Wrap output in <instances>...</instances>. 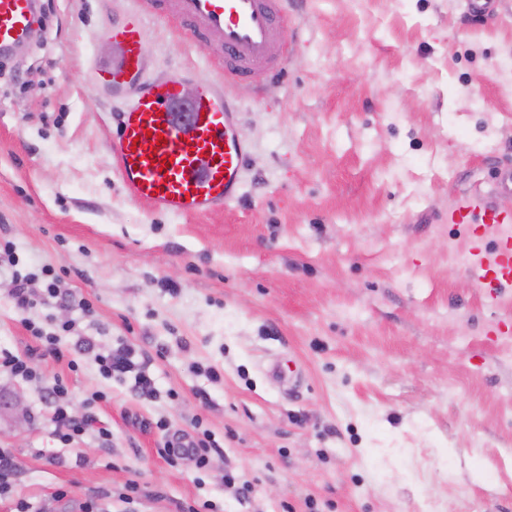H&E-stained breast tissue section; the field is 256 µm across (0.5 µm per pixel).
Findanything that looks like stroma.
I'll use <instances>...</instances> for the list:
<instances>
[{"label": "stroma", "mask_w": 512, "mask_h": 512, "mask_svg": "<svg viewBox=\"0 0 512 512\" xmlns=\"http://www.w3.org/2000/svg\"><path fill=\"white\" fill-rule=\"evenodd\" d=\"M42 2L41 37L0 63V352L38 348L25 319L75 327L36 379L0 375L17 464L0 512H512V290L486 299L448 222L512 174V0L487 18L467 0H289L285 70L224 86L250 147L240 194L187 217L126 196L122 103L89 75L114 56L101 24L135 0ZM223 53L155 19L140 63L208 77ZM45 265L74 306L38 291L18 311L13 273ZM121 344L148 356L154 397L100 375ZM58 379L95 417L69 445L44 400ZM201 429L207 468L159 455Z\"/></svg>", "instance_id": "stroma-1"}]
</instances>
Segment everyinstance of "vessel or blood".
Wrapping results in <instances>:
<instances>
[{"mask_svg": "<svg viewBox=\"0 0 512 512\" xmlns=\"http://www.w3.org/2000/svg\"><path fill=\"white\" fill-rule=\"evenodd\" d=\"M120 22L99 34L111 41L116 60L91 75L125 106L112 142L115 168L127 195L154 210L180 216L222 210L238 196L248 144L236 133L240 112L224 95L230 80L281 73L288 62L286 0H136ZM36 0H0V57L37 34ZM151 18L171 19L181 36L214 38L224 56L213 62L214 79L182 96L191 70L176 67L163 78H145L139 50ZM449 223L476 238L468 265L488 298L512 288V211L489 198L465 194L448 211Z\"/></svg>", "mask_w": 512, "mask_h": 512, "instance_id": "vessel-or-blood-1", "label": "vessel or blood"}]
</instances>
